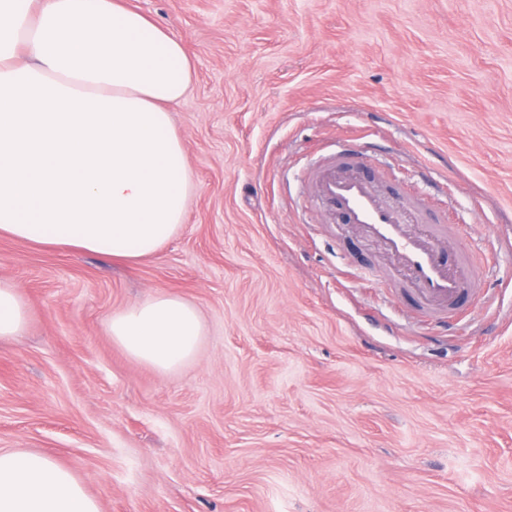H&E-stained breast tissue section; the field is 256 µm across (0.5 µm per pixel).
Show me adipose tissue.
I'll list each match as a JSON object with an SVG mask.
<instances>
[{
	"label": "adipose tissue",
	"instance_id": "adipose-tissue-1",
	"mask_svg": "<svg viewBox=\"0 0 512 512\" xmlns=\"http://www.w3.org/2000/svg\"><path fill=\"white\" fill-rule=\"evenodd\" d=\"M192 65L178 39L123 0H0V235L125 261L179 231L192 189L169 105ZM29 310L0 281V338ZM113 342L162 374L198 353L203 325L156 294L115 313ZM0 512H100L73 472L0 449Z\"/></svg>",
	"mask_w": 512,
	"mask_h": 512
}]
</instances>
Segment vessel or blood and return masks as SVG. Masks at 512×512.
<instances>
[{"instance_id": "obj_1", "label": "vessel or blood", "mask_w": 512, "mask_h": 512, "mask_svg": "<svg viewBox=\"0 0 512 512\" xmlns=\"http://www.w3.org/2000/svg\"><path fill=\"white\" fill-rule=\"evenodd\" d=\"M310 181L315 194L338 210L345 223L364 227L372 239L400 259L420 299L452 304L460 298L461 283L474 277L476 266L468 252L447 256L438 248V241L448 235V225L422 219L413 207H388L358 158L350 153L312 172Z\"/></svg>"}]
</instances>
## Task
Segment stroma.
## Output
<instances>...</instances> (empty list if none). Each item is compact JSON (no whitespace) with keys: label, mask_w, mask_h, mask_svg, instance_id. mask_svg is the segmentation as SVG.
Segmentation results:
<instances>
[{"label":"stroma","mask_w":512,"mask_h":512,"mask_svg":"<svg viewBox=\"0 0 512 512\" xmlns=\"http://www.w3.org/2000/svg\"><path fill=\"white\" fill-rule=\"evenodd\" d=\"M127 4L190 57L193 190L135 264L0 237L30 312L0 340V449L100 512H512V0ZM371 146L383 200L483 268L451 316L314 199L311 164ZM158 292L203 323L167 375L107 330Z\"/></svg>","instance_id":"35a3bbf8"}]
</instances>
